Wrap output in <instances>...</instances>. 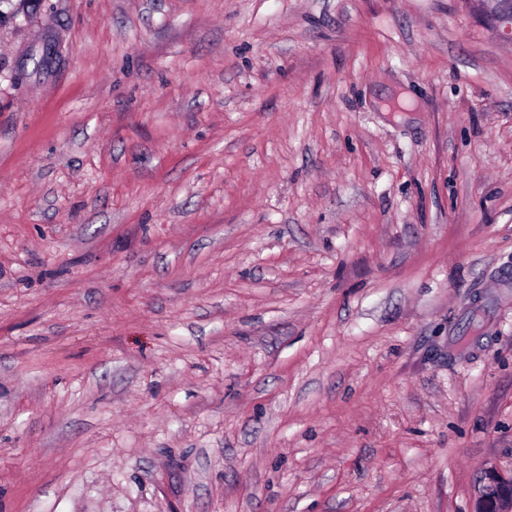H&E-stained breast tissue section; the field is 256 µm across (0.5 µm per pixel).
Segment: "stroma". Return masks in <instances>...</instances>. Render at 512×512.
I'll return each mask as SVG.
<instances>
[{"label":"stroma","instance_id":"1","mask_svg":"<svg viewBox=\"0 0 512 512\" xmlns=\"http://www.w3.org/2000/svg\"><path fill=\"white\" fill-rule=\"evenodd\" d=\"M475 4L0 25V512H472L512 472V44Z\"/></svg>","mask_w":512,"mask_h":512}]
</instances>
